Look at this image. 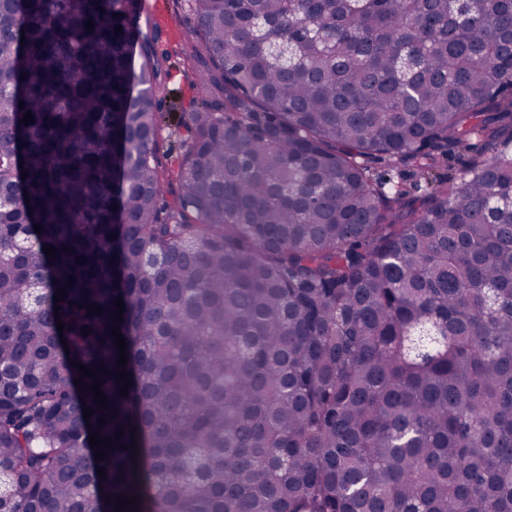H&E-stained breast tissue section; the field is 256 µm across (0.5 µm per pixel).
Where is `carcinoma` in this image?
Returning a JSON list of instances; mask_svg holds the SVG:
<instances>
[{"label": "carcinoma", "instance_id": "1", "mask_svg": "<svg viewBox=\"0 0 512 512\" xmlns=\"http://www.w3.org/2000/svg\"><path fill=\"white\" fill-rule=\"evenodd\" d=\"M137 2L0 0L15 512H512V3L188 0L168 168ZM460 169V164L457 159H449L444 160L443 164L434 169L429 174H424L422 172L414 171V172H408L407 176L409 181L413 183H417L418 185H421L423 188L426 187L427 182L430 180H433L435 177L441 176V177H455L458 175Z\"/></svg>", "mask_w": 512, "mask_h": 512}]
</instances>
